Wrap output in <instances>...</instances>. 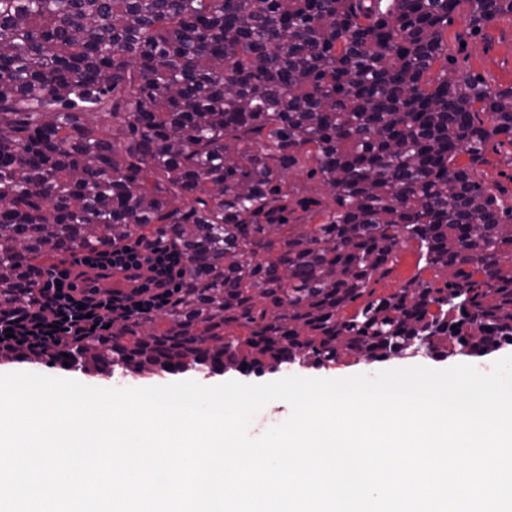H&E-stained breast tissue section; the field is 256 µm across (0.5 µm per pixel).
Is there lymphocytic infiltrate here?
<instances>
[{"label": "lymphocytic infiltrate", "instance_id": "obj_1", "mask_svg": "<svg viewBox=\"0 0 512 512\" xmlns=\"http://www.w3.org/2000/svg\"><path fill=\"white\" fill-rule=\"evenodd\" d=\"M186 262L163 240L59 259L37 282L30 307H0V359L58 357L109 334L111 324L166 310Z\"/></svg>", "mask_w": 512, "mask_h": 512}]
</instances>
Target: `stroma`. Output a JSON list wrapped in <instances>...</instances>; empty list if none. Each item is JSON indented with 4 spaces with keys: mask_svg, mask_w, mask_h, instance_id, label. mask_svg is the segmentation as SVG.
I'll return each instance as SVG.
<instances>
[{
    "mask_svg": "<svg viewBox=\"0 0 512 512\" xmlns=\"http://www.w3.org/2000/svg\"><path fill=\"white\" fill-rule=\"evenodd\" d=\"M465 15L457 13L448 27L445 42L448 56L455 62L459 72L479 77L490 88L512 85V19L503 18L488 26L480 34L469 36L465 33ZM486 162L477 174L478 180L489 187H497L512 195V146L489 144L485 152ZM512 346L502 345L482 357H472L449 347L447 351L428 353L409 350L405 353L375 363H365L352 357H341L338 361L316 363L304 360L276 372L243 374L235 370L221 373L208 371H188L180 374L131 373L129 385L133 388L161 386L180 380H193L205 386L216 385L229 380L247 384L275 381L288 376L306 378L338 379L356 374L372 375L391 368L422 365L434 369H445L456 364L466 363L478 370L493 369L497 360L511 356Z\"/></svg>",
    "mask_w": 512,
    "mask_h": 512,
    "instance_id": "obj_1",
    "label": "stroma"
}]
</instances>
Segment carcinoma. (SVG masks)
<instances>
[{
    "instance_id": "obj_1",
    "label": "carcinoma",
    "mask_w": 512,
    "mask_h": 512,
    "mask_svg": "<svg viewBox=\"0 0 512 512\" xmlns=\"http://www.w3.org/2000/svg\"><path fill=\"white\" fill-rule=\"evenodd\" d=\"M462 3L471 35L512 18V0H0V304L31 303L46 255L164 234L188 259L178 298L76 347L85 371L495 350L512 203L475 168L512 145V86L448 67ZM305 157L336 203L321 224L288 219L320 205L288 189ZM407 243L419 272L377 293Z\"/></svg>"
}]
</instances>
